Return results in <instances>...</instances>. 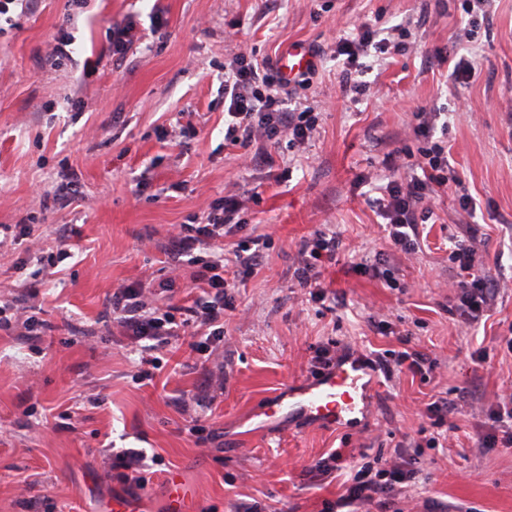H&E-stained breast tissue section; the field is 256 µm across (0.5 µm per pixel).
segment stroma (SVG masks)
Here are the masks:
<instances>
[{"label":"stroma","mask_w":512,"mask_h":512,"mask_svg":"<svg viewBox=\"0 0 512 512\" xmlns=\"http://www.w3.org/2000/svg\"><path fill=\"white\" fill-rule=\"evenodd\" d=\"M462 0H37L0 20V225L34 217L41 255L69 239L71 258L46 277L16 269L0 250V300L40 305L37 345L0 330V512H104L112 498L136 512H169L166 478L182 475L194 512H336L362 456L413 458L416 477L394 512H512V447L479 438L498 396L512 393V0H488L473 41ZM135 24V41L111 52V27ZM409 28V46L374 62L368 95L342 98L339 35L358 24ZM70 57L56 59L57 39ZM319 49L311 83L292 88L319 125L305 149L280 139L268 162L247 167L224 141V69L239 53L277 60L289 43ZM462 57L471 78H455ZM439 113L448 161L474 205L451 190L430 201L419 249L389 243L373 204L390 173L386 156L423 141L415 113ZM192 125L189 134L181 128ZM75 199L44 202L62 177ZM234 192L248 198L246 233L271 236L262 266L234 292L224 340L201 361L191 337L157 352L153 381L111 328L114 289L169 274L168 233ZM477 231L483 269L498 280L481 323L449 313L448 254ZM341 241L324 277L341 302L312 300L294 280L296 246L315 230ZM386 259L398 287L352 272ZM385 320L393 332L380 334ZM413 347L434 364L429 379L392 367L366 418L341 427L294 417L266 427L253 415L293 382L311 380L316 349L367 358ZM482 352L484 363L472 355ZM223 373V388L203 390ZM456 410L437 432L424 410ZM201 421L216 434L197 442ZM146 450L139 484L112 475V453ZM343 457L324 473L321 459Z\"/></svg>","instance_id":"1"}]
</instances>
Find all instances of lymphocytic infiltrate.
<instances>
[{
    "label": "lymphocytic infiltrate",
    "mask_w": 512,
    "mask_h": 512,
    "mask_svg": "<svg viewBox=\"0 0 512 512\" xmlns=\"http://www.w3.org/2000/svg\"><path fill=\"white\" fill-rule=\"evenodd\" d=\"M409 31L399 28L397 39L378 37L369 25L362 24L354 36L340 39L337 55L345 66L340 81L343 98L355 101L366 95L369 85L363 81L362 57L368 49L385 54L395 48L398 39ZM224 82V141L242 149L246 160L266 155L269 144L289 137L293 144L305 145L317 126V113L305 109L289 111L281 90V79L272 78L265 68L238 56L228 65ZM415 134L425 145L418 150L403 149L390 156L387 166L396 177L387 186L386 198L377 202L386 221L391 243L401 251H413L418 239V222L427 218V203L436 190L447 187L454 176L448 168V154L441 142L432 140L430 124L419 120ZM247 207L245 199L230 194L216 202L202 222L178 225L170 239L169 255L173 265H194L192 281L201 293L187 305H170L160 310L149 307L145 285L136 282L117 287L112 293L113 323L132 344L138 345L141 361L157 365L156 350L172 339L198 334L194 350L209 358L224 338V311L232 304L228 290L231 280L224 276L223 260H204L202 253L225 237H237L234 251L236 276L251 275L261 264L268 247L266 236L239 239L243 225L239 219ZM340 240L333 233L314 231L296 249L293 277L300 287L309 289L312 299L324 301L330 293L323 271L336 259ZM473 241H458L448 256L455 277V312L467 323H475L491 309L498 282L482 272ZM416 472L410 460L393 463H363L352 477L343 501L346 505L370 501L386 503L393 492L411 482Z\"/></svg>",
    "instance_id": "1"
}]
</instances>
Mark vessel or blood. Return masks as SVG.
<instances>
[{
    "label": "vessel or blood",
    "mask_w": 512,
    "mask_h": 512,
    "mask_svg": "<svg viewBox=\"0 0 512 512\" xmlns=\"http://www.w3.org/2000/svg\"><path fill=\"white\" fill-rule=\"evenodd\" d=\"M312 59L309 47L295 42L280 55L275 67L288 82L306 70ZM376 388L375 370L365 359L350 355L317 380L290 385L284 395L270 399L259 412L260 422L265 425L299 414L318 425L340 426L364 413ZM166 484L172 512H188L191 493L178 475H170Z\"/></svg>",
    "instance_id": "b4317fda"
}]
</instances>
